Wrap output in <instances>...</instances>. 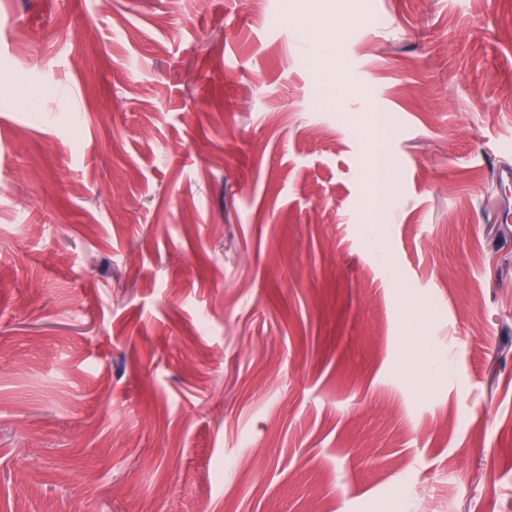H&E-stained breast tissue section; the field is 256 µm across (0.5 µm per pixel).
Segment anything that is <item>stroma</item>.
Wrapping results in <instances>:
<instances>
[{
  "label": "stroma",
  "instance_id": "obj_1",
  "mask_svg": "<svg viewBox=\"0 0 512 512\" xmlns=\"http://www.w3.org/2000/svg\"><path fill=\"white\" fill-rule=\"evenodd\" d=\"M291 2L0 0V512H512V0ZM370 164L375 172L373 191L377 201L383 202L391 194L393 181L390 178V170H386L385 165L381 166L378 152L373 151L370 156Z\"/></svg>",
  "mask_w": 512,
  "mask_h": 512
}]
</instances>
